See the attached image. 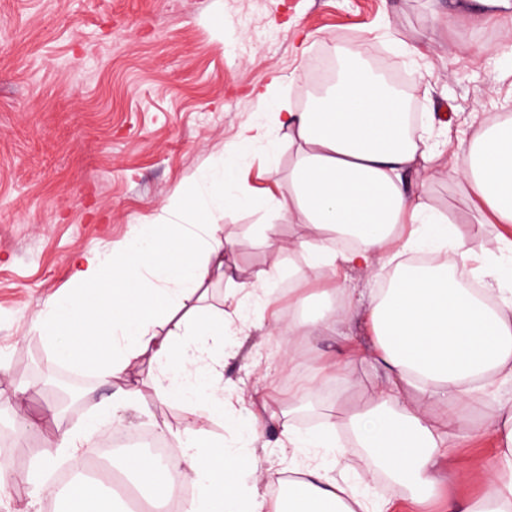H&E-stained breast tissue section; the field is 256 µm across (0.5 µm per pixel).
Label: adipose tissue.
<instances>
[{"label": "adipose tissue", "mask_w": 512, "mask_h": 512, "mask_svg": "<svg viewBox=\"0 0 512 512\" xmlns=\"http://www.w3.org/2000/svg\"><path fill=\"white\" fill-rule=\"evenodd\" d=\"M258 111H273L298 142L288 205L300 217V234L289 252L302 253L306 271L337 277L339 269L375 274L386 258L395 271L374 293L365 313L370 349L346 340L338 356H317L308 392L345 378L349 365L370 358L385 381L370 400L344 413L365 466L358 483L336 479L346 454L336 445L334 416L320 431L300 434L282 426L290 478L284 493L269 496L266 476L240 470L222 442L203 428L226 415L224 364L215 352L236 324L246 323V302L267 307L283 274L275 267L258 281L238 280L228 241L211 222L216 202L248 205L236 179L238 156L277 145L265 125L245 127L231 158L212 184L177 190L167 201L164 224L139 225L133 239L110 252L88 251L72 263V293L48 300L35 324L55 343L56 359L91 364L118 380L113 410L136 404L143 365L155 367L156 392L165 403L198 415L201 428L171 431L181 461L168 465L148 455L124 462L123 475L151 500L167 504L176 486L196 495L183 512H378L363 486L386 473L394 493L413 492L423 504L444 479L464 409L512 382V239L498 235L492 249L473 256L460 225L438 214L423 195L408 193L404 175L429 168L439 156L429 139L408 132L402 97L378 89L358 65H347L338 82L296 111L268 93L256 95ZM479 203L481 223L512 226V115L481 125L444 169ZM452 253L453 262L441 256ZM224 282V302L206 305V286ZM320 306L281 313L269 329L303 333L309 345L336 337L353 314L344 285L325 288ZM493 438L499 465L485 472V496L461 512H512V401L500 402L481 422ZM54 512H115L103 482L80 480L53 493Z\"/></svg>", "instance_id": "obj_1"}]
</instances>
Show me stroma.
Returning <instances> with one entry per match:
<instances>
[{
    "instance_id": "stroma-1",
    "label": "stroma",
    "mask_w": 512,
    "mask_h": 512,
    "mask_svg": "<svg viewBox=\"0 0 512 512\" xmlns=\"http://www.w3.org/2000/svg\"><path fill=\"white\" fill-rule=\"evenodd\" d=\"M334 42L360 45L386 68L413 75L421 111L448 126L437 138L446 153L471 126L512 113V55L500 26L474 20L468 0H0V390L24 389L29 412L44 414L52 403L47 377L63 369L34 327L41 303L69 293L75 256L126 243L138 224L160 219L166 199L208 175L247 125H269L278 159L269 164L259 148L240 160L239 184L255 202L226 206L216 222L234 235L242 277L258 279L277 264L302 267L301 255L272 252L260 240L265 224L284 241L297 230L295 215L268 200L287 194L297 145L272 113L257 111L254 92L265 88L305 109L310 74ZM406 184L461 225L471 252L495 240L499 225L475 223L473 201L447 178L412 171ZM309 364L303 338L268 335L255 309L224 347L237 419L206 428L269 479L284 466L279 422L266 421L247 442L239 435L252 413L287 411ZM66 370L81 380L78 410L33 429L15 464L48 461L51 486L82 455L62 450L59 435L82 433L112 392L93 366ZM348 378L290 413V423L315 429L345 402L368 401L383 382L365 360ZM257 389L266 402L252 401ZM140 402L123 413L128 430L195 424L158 399L152 384H142ZM496 402L470 406L453 458L459 477L427 512L484 493L476 472L493 466L495 445L477 427Z\"/></svg>"
}]
</instances>
